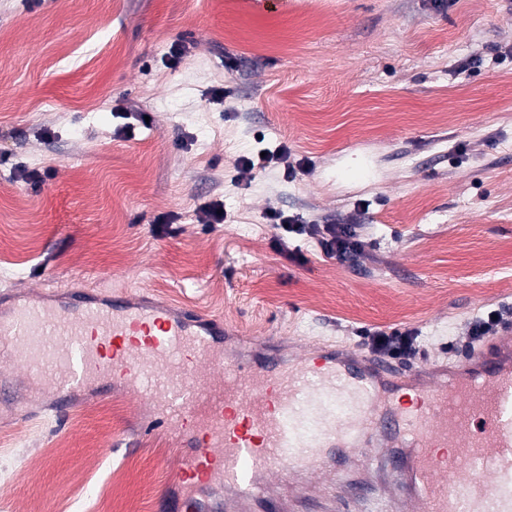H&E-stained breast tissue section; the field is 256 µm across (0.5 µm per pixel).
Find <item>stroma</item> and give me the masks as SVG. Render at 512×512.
I'll return each mask as SVG.
<instances>
[{
    "instance_id": "stroma-1",
    "label": "stroma",
    "mask_w": 512,
    "mask_h": 512,
    "mask_svg": "<svg viewBox=\"0 0 512 512\" xmlns=\"http://www.w3.org/2000/svg\"><path fill=\"white\" fill-rule=\"evenodd\" d=\"M272 212L356 225L361 251L280 239ZM44 287L149 288L300 353L400 329L423 348L404 368L461 360L512 304V0H0V292ZM140 420L89 391L60 423L0 414V507L152 512L177 460Z\"/></svg>"
}]
</instances>
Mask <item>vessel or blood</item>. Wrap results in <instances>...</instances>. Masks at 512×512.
<instances>
[{"label": "vessel or blood", "instance_id": "1", "mask_svg": "<svg viewBox=\"0 0 512 512\" xmlns=\"http://www.w3.org/2000/svg\"><path fill=\"white\" fill-rule=\"evenodd\" d=\"M223 318L153 291L0 294V367L47 384L55 415L92 387L134 393L145 436L172 432L176 495L155 512H278L269 479L333 475L371 457L400 512H512V326L460 363L408 372L375 356L310 351L284 361Z\"/></svg>", "mask_w": 512, "mask_h": 512}]
</instances>
